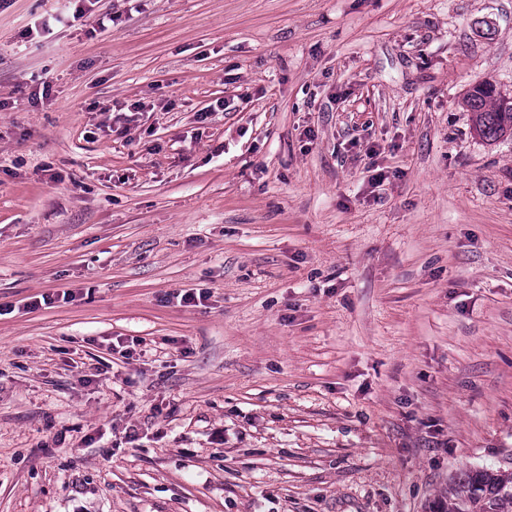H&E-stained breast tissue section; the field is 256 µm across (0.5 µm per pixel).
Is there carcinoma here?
<instances>
[{
	"instance_id": "cac0c4a2",
	"label": "carcinoma",
	"mask_w": 512,
	"mask_h": 512,
	"mask_svg": "<svg viewBox=\"0 0 512 512\" xmlns=\"http://www.w3.org/2000/svg\"><path fill=\"white\" fill-rule=\"evenodd\" d=\"M478 134L495 141L512 137V98L485 81L464 100ZM434 512H512V471L475 469L448 480V500L435 503Z\"/></svg>"
}]
</instances>
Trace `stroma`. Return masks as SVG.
Returning <instances> with one entry per match:
<instances>
[{"label":"stroma","mask_w":512,"mask_h":512,"mask_svg":"<svg viewBox=\"0 0 512 512\" xmlns=\"http://www.w3.org/2000/svg\"><path fill=\"white\" fill-rule=\"evenodd\" d=\"M484 81L512 0H0V512H430L512 469Z\"/></svg>","instance_id":"35a3bbf8"}]
</instances>
